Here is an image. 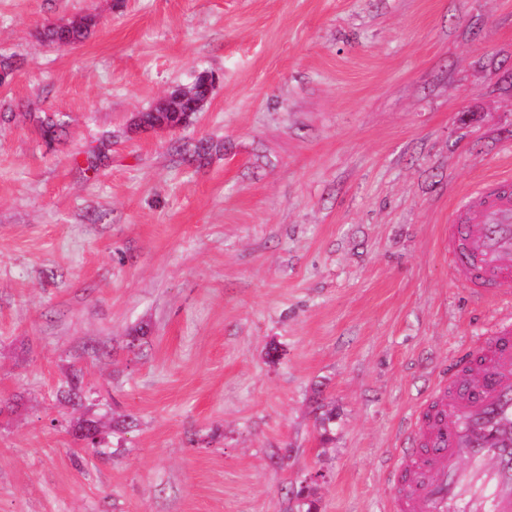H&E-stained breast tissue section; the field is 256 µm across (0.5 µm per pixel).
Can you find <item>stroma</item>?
Here are the masks:
<instances>
[{
    "instance_id": "obj_1",
    "label": "stroma",
    "mask_w": 512,
    "mask_h": 512,
    "mask_svg": "<svg viewBox=\"0 0 512 512\" xmlns=\"http://www.w3.org/2000/svg\"><path fill=\"white\" fill-rule=\"evenodd\" d=\"M0 56V512H386L415 400L499 314L447 223L512 173V0H0ZM90 29L91 28H87L81 31H74L69 33L67 36H63L55 28V25H50L43 29L41 37L43 41L61 48L62 44L72 46L82 42L88 36ZM192 83L195 84L191 87L190 91H179L167 96V98L157 106L156 109L160 112H154L155 115H167L172 113L170 120L178 124L185 118V113H173V111L179 112L181 105L187 107L186 112H199L210 98L216 79L212 74L203 71L196 74ZM100 423L96 420H85L79 426V431L82 432V435L87 440L85 448L86 451L91 452L93 455L97 457H112V449L110 448H102L99 447L96 441V436L100 432Z\"/></svg>"
}]
</instances>
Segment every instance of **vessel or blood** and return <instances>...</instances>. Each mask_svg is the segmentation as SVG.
I'll list each match as a JSON object with an SVG mask.
<instances>
[{"instance_id": "1", "label": "vessel or blood", "mask_w": 512, "mask_h": 512, "mask_svg": "<svg viewBox=\"0 0 512 512\" xmlns=\"http://www.w3.org/2000/svg\"><path fill=\"white\" fill-rule=\"evenodd\" d=\"M448 262L473 296L509 309L416 407L388 512H512V176L448 215Z\"/></svg>"}]
</instances>
